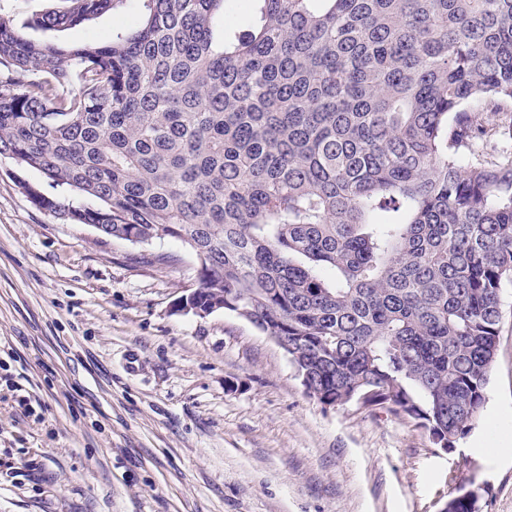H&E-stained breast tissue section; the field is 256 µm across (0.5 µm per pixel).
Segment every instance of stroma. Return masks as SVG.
<instances>
[{"label": "stroma", "mask_w": 512, "mask_h": 512, "mask_svg": "<svg viewBox=\"0 0 512 512\" xmlns=\"http://www.w3.org/2000/svg\"><path fill=\"white\" fill-rule=\"evenodd\" d=\"M137 22L126 5L36 37ZM13 169L0 159V512H443L462 488L512 512V286L482 414L446 452L403 417L322 406L235 314L174 313L198 286L180 242L63 223Z\"/></svg>", "instance_id": "stroma-1"}]
</instances>
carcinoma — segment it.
I'll return each mask as SVG.
<instances>
[{
  "label": "carcinoma",
  "instance_id": "1",
  "mask_svg": "<svg viewBox=\"0 0 512 512\" xmlns=\"http://www.w3.org/2000/svg\"><path fill=\"white\" fill-rule=\"evenodd\" d=\"M126 0H59L62 32ZM92 45L0 14V157L39 210L173 239L325 406L452 448L512 284V0H136ZM460 493L454 512H477Z\"/></svg>",
  "mask_w": 512,
  "mask_h": 512
}]
</instances>
